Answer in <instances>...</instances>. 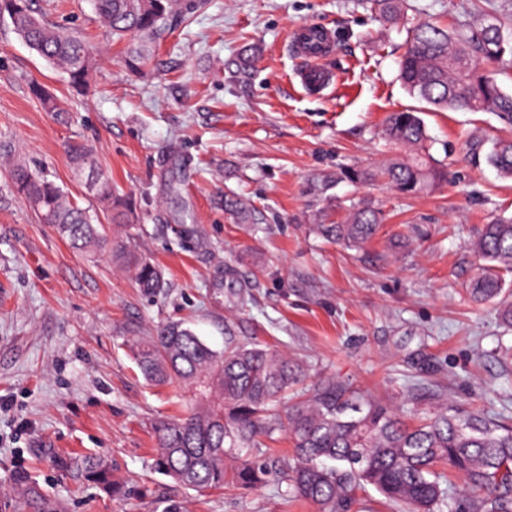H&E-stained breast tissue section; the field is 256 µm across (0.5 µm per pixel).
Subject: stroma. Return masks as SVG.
Segmentation results:
<instances>
[{"label":"stroma","mask_w":512,"mask_h":512,"mask_svg":"<svg viewBox=\"0 0 512 512\" xmlns=\"http://www.w3.org/2000/svg\"><path fill=\"white\" fill-rule=\"evenodd\" d=\"M190 11L155 43L138 71L124 63L93 0H32L37 16L90 42L93 95L40 58L0 17V505L18 508L28 473L67 512H317L279 477L255 490L196 496L156 467V421L179 414L191 392L153 385L127 343L183 322L213 349L227 343L285 352L306 371L289 397L346 382L414 414L446 402L512 420V325L467 292L481 265L479 227L512 216V180L472 164L466 141L512 135L487 112L424 110L431 153L448 180L418 197L382 180L349 182L395 157L388 113L417 107L399 77L409 24L454 25L469 9L512 34V0H406L386 20L368 0H185ZM334 34L324 61L338 80L322 92L296 78L289 40L300 24ZM39 82L66 102L48 112ZM89 150L75 176L67 146ZM39 167L84 207L104 174L129 202L136 250L168 286L145 296L110 251L73 249L17 193L14 164ZM235 192L258 212L239 224L224 211ZM386 215L373 241H324L313 225L345 223L352 200ZM104 459L123 497L76 473Z\"/></svg>","instance_id":"35a3bbf8"}]
</instances>
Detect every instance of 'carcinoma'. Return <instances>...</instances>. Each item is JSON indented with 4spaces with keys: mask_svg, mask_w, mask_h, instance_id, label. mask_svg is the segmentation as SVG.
<instances>
[{
    "mask_svg": "<svg viewBox=\"0 0 512 512\" xmlns=\"http://www.w3.org/2000/svg\"><path fill=\"white\" fill-rule=\"evenodd\" d=\"M98 16L112 36L137 43L126 63L138 67L149 48L177 18H185L182 0H94ZM8 15L16 34L48 64L61 69L72 87L89 84L93 57L85 38L74 30L36 16L29 0H0V16ZM512 66V41L501 38L497 20L485 14L478 23L454 29L427 19L414 26L399 60L401 80L421 103L441 109L492 112L512 124V92L484 63ZM385 135L403 154L376 171L352 170L347 179L382 178L406 196H417L447 178L430 155V135L421 111L392 112ZM74 174L83 173L88 149L69 145ZM501 176L512 179V139L496 138L486 156ZM16 191L39 220L52 225L74 248L91 252L110 247L112 255L135 271L138 287L155 296L166 288L159 267L124 241L110 242L95 225L97 214L72 202L42 173L23 164L12 171ZM96 196L112 222L130 221L127 204L112 193L108 180H98ZM224 209L243 222L255 211L234 194L224 196ZM383 222L380 209L356 204L345 224H316L322 238L351 246L372 240ZM473 248L483 261L469 284L477 301L500 299V316L512 323V302L501 299L502 270L512 272V218L482 225ZM133 357L143 377L155 385L179 384L192 389L197 402L180 416L154 426L158 464L178 485L202 495L234 486L256 489L268 482L272 464L249 450L259 438L284 432L291 440L293 463L281 471L287 492L312 502L318 512H351L356 494L373 487L407 512H455L454 496L443 469L464 481L468 512H512V428L501 417L456 406L435 408L412 424L391 405L351 387H327L281 413L273 412L302 368L281 352L227 344L212 349L181 323L158 326L153 336L138 338ZM84 481L115 497L124 493L100 459L80 465ZM33 512H62L26 477L17 479Z\"/></svg>",
    "mask_w": 512,
    "mask_h": 512,
    "instance_id": "cac0c4a2",
    "label": "carcinoma"
}]
</instances>
